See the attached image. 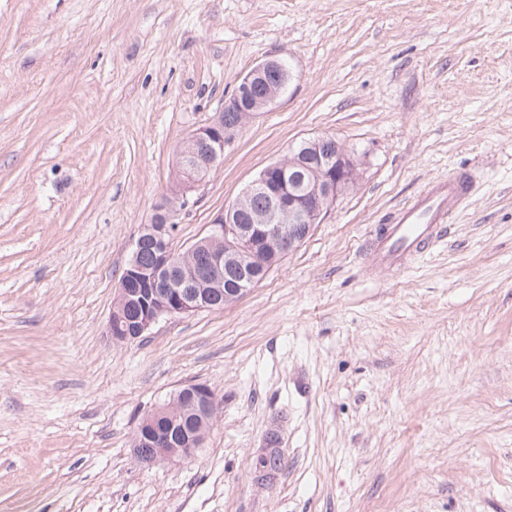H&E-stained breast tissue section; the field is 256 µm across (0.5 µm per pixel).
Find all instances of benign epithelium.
<instances>
[{
	"label": "benign epithelium",
	"mask_w": 512,
	"mask_h": 512,
	"mask_svg": "<svg viewBox=\"0 0 512 512\" xmlns=\"http://www.w3.org/2000/svg\"><path fill=\"white\" fill-rule=\"evenodd\" d=\"M270 76L275 84L247 102ZM291 77L288 63L279 57L256 63L224 101V110L240 114L239 122L226 129L219 112L182 143L175 196L160 204L153 223L143 227L119 281L108 320L113 340H135L163 318L213 310L243 297L322 223L345 192L355 169L344 147L327 135L304 139L303 161L265 167L217 214L204 237L182 251L171 246L177 208L188 204V193L223 161L224 135L269 111ZM146 246L153 251L150 266L139 262ZM216 408V393L207 383L183 385L170 402L142 418L133 442L135 457L148 466L161 458H193Z\"/></svg>",
	"instance_id": "7a95c632"
}]
</instances>
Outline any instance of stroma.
Returning a JSON list of instances; mask_svg holds the SVG:
<instances>
[{
    "mask_svg": "<svg viewBox=\"0 0 512 512\" xmlns=\"http://www.w3.org/2000/svg\"><path fill=\"white\" fill-rule=\"evenodd\" d=\"M270 55L293 80L174 248L301 140L355 187L239 300L113 341L180 144ZM454 167L446 238L372 276L366 237ZM193 381L202 448L139 464ZM0 512H512V0H0ZM216 408V393L207 383L183 385L170 402L142 418L133 442L135 457L148 466L161 458H193L203 445Z\"/></svg>",
    "mask_w": 512,
    "mask_h": 512,
    "instance_id": "obj_1",
    "label": "stroma"
}]
</instances>
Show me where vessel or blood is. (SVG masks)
Listing matches in <instances>:
<instances>
[{
    "instance_id": "b4317fda",
    "label": "vessel or blood",
    "mask_w": 512,
    "mask_h": 512,
    "mask_svg": "<svg viewBox=\"0 0 512 512\" xmlns=\"http://www.w3.org/2000/svg\"><path fill=\"white\" fill-rule=\"evenodd\" d=\"M473 189L470 173L455 169L437 178L391 213L362 247V258L373 275L400 272L439 243L455 211Z\"/></svg>"
}]
</instances>
